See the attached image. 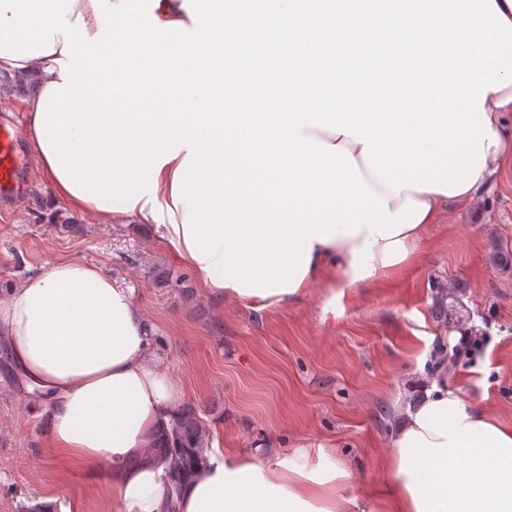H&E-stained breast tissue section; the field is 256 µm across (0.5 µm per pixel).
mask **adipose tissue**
<instances>
[{
    "instance_id": "adipose-tissue-1",
    "label": "adipose tissue",
    "mask_w": 512,
    "mask_h": 512,
    "mask_svg": "<svg viewBox=\"0 0 512 512\" xmlns=\"http://www.w3.org/2000/svg\"><path fill=\"white\" fill-rule=\"evenodd\" d=\"M63 47L59 40L47 55L0 58V95L21 100L32 154L53 195L73 211L112 220L115 212L99 210L97 200H81L63 185L39 142V100L61 80ZM483 109L498 140L485 150L479 180L456 196L412 188L393 192L370 172L361 142L301 127L300 135L349 150L390 212L408 199L427 205L428 212L418 226L389 239L373 240L364 228L312 241L308 272L297 290L267 295L266 304L294 303L317 283L333 298L389 275L411 259L428 226L450 207L475 203L484 179L512 152L500 135L502 114L512 112V84L487 90ZM178 165L173 159L162 167L156 203L139 201L129 215L154 225L168 251L187 259L186 206L172 198ZM153 343L132 289L76 259L50 264L0 298V346L48 402L49 441L58 462L82 466L93 480L107 476L102 491L111 495L116 512L167 510V468L153 449L180 416L182 391L154 356ZM396 416L387 460L394 512H512V425L468 406L460 390L436 374ZM178 503L179 512H354L357 497L348 466L323 445H299L272 463L258 448L234 452L213 445L182 485Z\"/></svg>"
}]
</instances>
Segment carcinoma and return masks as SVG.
I'll return each mask as SVG.
<instances>
[{"label":"carcinoma","instance_id":"obj_1","mask_svg":"<svg viewBox=\"0 0 512 512\" xmlns=\"http://www.w3.org/2000/svg\"><path fill=\"white\" fill-rule=\"evenodd\" d=\"M155 455L167 464L174 491L192 476L202 462L200 430L192 419L181 414L169 430L161 434Z\"/></svg>","mask_w":512,"mask_h":512}]
</instances>
